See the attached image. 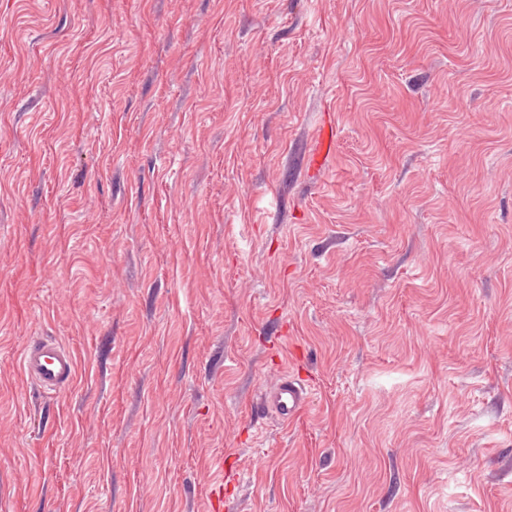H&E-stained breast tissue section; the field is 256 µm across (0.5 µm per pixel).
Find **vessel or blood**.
<instances>
[{"instance_id":"obj_1","label":"vessel or blood","mask_w":512,"mask_h":512,"mask_svg":"<svg viewBox=\"0 0 512 512\" xmlns=\"http://www.w3.org/2000/svg\"><path fill=\"white\" fill-rule=\"evenodd\" d=\"M20 372L27 383L43 394L63 393L73 382L76 363L73 353L52 336H34L23 345ZM310 389L290 375L280 376L256 398L258 406L280 421L295 419L309 401Z\"/></svg>"}]
</instances>
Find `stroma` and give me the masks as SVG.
<instances>
[{
	"label": "stroma",
	"instance_id": "35a3bbf8",
	"mask_svg": "<svg viewBox=\"0 0 512 512\" xmlns=\"http://www.w3.org/2000/svg\"><path fill=\"white\" fill-rule=\"evenodd\" d=\"M1 275L0 512H512V0H0ZM20 372L27 383L43 394L59 395L74 381L75 358L55 337L33 336L21 349ZM310 389L294 377L285 374L263 389L256 398L258 406L272 412L280 421L288 423L295 419L308 404Z\"/></svg>",
	"mask_w": 512,
	"mask_h": 512
}]
</instances>
